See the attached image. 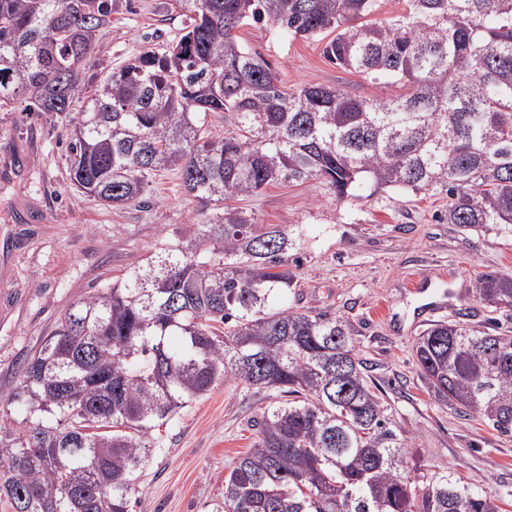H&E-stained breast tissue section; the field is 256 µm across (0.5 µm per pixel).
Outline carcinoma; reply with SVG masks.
<instances>
[{"label": "carcinoma", "mask_w": 512, "mask_h": 512, "mask_svg": "<svg viewBox=\"0 0 512 512\" xmlns=\"http://www.w3.org/2000/svg\"><path fill=\"white\" fill-rule=\"evenodd\" d=\"M119 3L0 0V104L67 119L82 193L129 204L175 168L189 196L222 207L67 308L24 360L13 398L25 417L0 429V499L11 512H131L153 431L224 380L283 400L255 421L216 512H501L447 468L410 475V438L389 425L348 324L288 308V234L224 202L280 182L319 180L338 201L440 187L448 223L512 236V0H402L380 19L381 0H175L180 40L107 71L74 113ZM262 22L406 93L286 89L235 35ZM210 112L235 130L205 139ZM475 288L512 308V279ZM414 352L436 401L512 433V335L440 320Z\"/></svg>", "instance_id": "1"}]
</instances>
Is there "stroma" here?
<instances>
[{
  "label": "stroma",
  "instance_id": "stroma-1",
  "mask_svg": "<svg viewBox=\"0 0 512 512\" xmlns=\"http://www.w3.org/2000/svg\"><path fill=\"white\" fill-rule=\"evenodd\" d=\"M165 0H130L113 14L88 61L91 73L117 69L144 50L163 51L185 19ZM237 36L279 73L284 87L338 86L357 97L389 98L401 86L371 82L327 61L316 40L270 23ZM71 128L49 112L0 107V426L25 412L11 396L23 361L51 335L73 302L104 290L160 244L193 237L214 213L185 195L178 170L154 175L147 200L110 206L70 180ZM256 223L287 232L292 310L325 311L354 334L366 374L387 417L412 438L413 474L448 468L512 512V435L478 416L462 417L428 394L414 344L430 322L425 309L446 300L442 320L488 331L512 330V309H494L476 293L484 274L512 278V239L491 228L449 223L448 194L428 190L361 191L337 201L325 184L277 183L233 200ZM275 392L218 382L163 434V451L140 473L133 512H212L224 478L256 441L255 420Z\"/></svg>",
  "mask_w": 512,
  "mask_h": 512
}]
</instances>
